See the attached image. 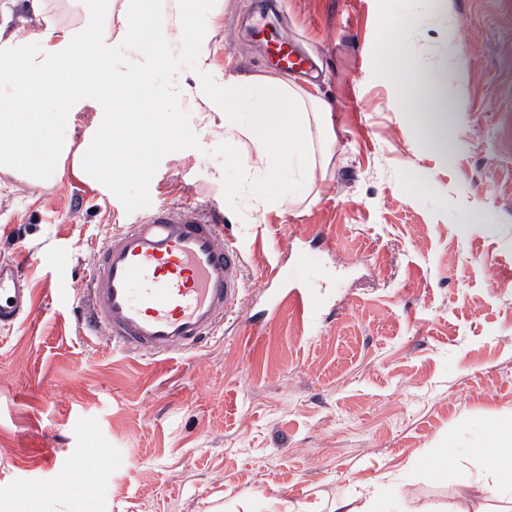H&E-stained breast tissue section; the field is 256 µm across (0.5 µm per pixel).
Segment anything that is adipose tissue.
<instances>
[{"instance_id": "obj_1", "label": "adipose tissue", "mask_w": 512, "mask_h": 512, "mask_svg": "<svg viewBox=\"0 0 512 512\" xmlns=\"http://www.w3.org/2000/svg\"><path fill=\"white\" fill-rule=\"evenodd\" d=\"M122 27L113 30L112 17ZM41 20L40 47L19 34L17 23ZM96 37L85 41L87 28ZM149 53H142V43ZM208 29L167 13L161 0H0V159L27 168L30 183L61 167L66 147L45 151L40 165H30L27 149L40 132L28 121L30 110L52 100L57 114L91 107L100 121L93 136L97 151L80 150L77 164L87 174L120 171L144 174L145 159L178 141L187 120L201 132L223 138L226 148H245L252 175L262 185L256 205L269 210L302 202L315 166L311 128L325 123L330 109L310 89L292 79L225 74L214 71L205 83L190 84L184 73L169 78L171 105L160 106L149 89L152 73L180 47L206 68ZM401 85L412 93L406 112L423 117L421 137L428 147L448 148L447 79L439 72L405 69ZM188 101L189 111L177 104ZM295 173L284 184L283 171ZM490 451L483 466L490 477L512 468V427L491 424Z\"/></svg>"}]
</instances>
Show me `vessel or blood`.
Instances as JSON below:
<instances>
[{"label":"vessel or blood","mask_w":512,"mask_h":512,"mask_svg":"<svg viewBox=\"0 0 512 512\" xmlns=\"http://www.w3.org/2000/svg\"><path fill=\"white\" fill-rule=\"evenodd\" d=\"M267 55L283 70L311 69L309 58L285 40H269ZM22 263L19 256L0 261L4 330L32 309ZM244 277L241 249L225 237L217 207H158L112 231L96 253L82 304L95 333L113 349L161 358L210 342L239 309ZM288 298L302 319L316 324L319 300L312 285H292Z\"/></svg>","instance_id":"1"}]
</instances>
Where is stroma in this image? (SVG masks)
Listing matches in <instances>:
<instances>
[{"label": "stroma", "mask_w": 512, "mask_h": 512, "mask_svg": "<svg viewBox=\"0 0 512 512\" xmlns=\"http://www.w3.org/2000/svg\"><path fill=\"white\" fill-rule=\"evenodd\" d=\"M167 2L212 37L208 69L177 49L152 75L159 100L172 69L269 75L250 38L273 23L315 57L300 82L332 108L330 160L302 204L263 212L246 157L193 125L134 178L78 173L93 110L44 126L62 172L0 174V256L27 254L33 297L0 333V512H331L369 483L387 512H501L476 479L490 421L512 423V0ZM400 65L446 75L447 152L401 110ZM210 203L245 257L223 334L160 360L88 335L77 302L112 230ZM295 278L318 283V329ZM288 292L289 303L293 310L313 328L317 325L319 314L318 294L309 283L293 284Z\"/></svg>", "instance_id": "obj_1"}]
</instances>
